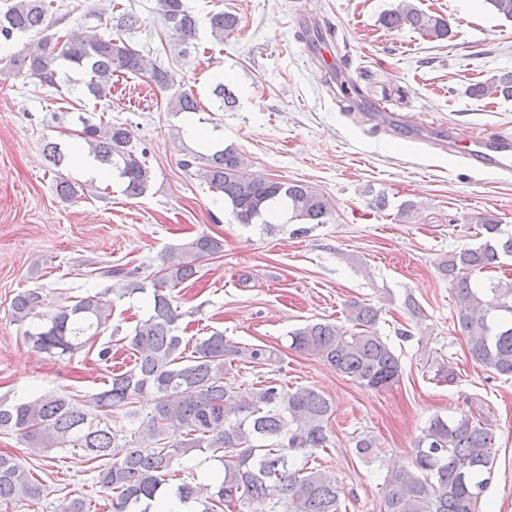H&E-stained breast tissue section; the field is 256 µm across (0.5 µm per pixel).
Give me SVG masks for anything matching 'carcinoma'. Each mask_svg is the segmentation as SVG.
Masks as SVG:
<instances>
[{
  "instance_id": "obj_1",
  "label": "carcinoma",
  "mask_w": 512,
  "mask_h": 512,
  "mask_svg": "<svg viewBox=\"0 0 512 512\" xmlns=\"http://www.w3.org/2000/svg\"><path fill=\"white\" fill-rule=\"evenodd\" d=\"M54 0H16L0 13V38L37 32L39 41L10 58L17 75L32 76L50 88H60L64 67L82 70L87 93L100 100L112 93L115 74H146L151 84L166 91L174 85L172 73L151 61L123 34L136 29L139 18L117 0L98 10L109 18L116 36L96 28L77 37L49 33ZM155 11L171 33L174 48L186 55L196 35L197 19L183 0H156ZM389 29L408 26L427 37L447 39L451 25L441 16L401 0L386 12ZM238 25L235 14L219 11L209 17L211 35ZM512 98V72L490 84H477L472 95ZM173 112H196V98L185 91L167 102ZM82 146L102 166L116 173L131 198L143 196L152 181L151 170L135 157L133 135L122 123L78 116ZM208 187L224 195L239 224L268 223L275 205L288 207L290 220L300 224H327L335 213L332 202L315 187L253 176L241 153L224 148L204 157L197 170ZM485 241L439 262L442 273L457 291L456 322L466 336L474 360L485 370L512 377V285L472 284L474 274L497 268L512 258V234L490 216L477 215ZM224 244L209 234L172 247L160 257L153 277L148 318L121 338L134 364L111 372L97 394L100 414L90 415L75 396L50 391L33 399L8 404L0 401V431H12L29 454L41 459L66 448L82 451L83 462L93 464L95 485L112 495L114 512H150L141 506L151 500L165 512L166 501H195L203 512H241L249 499L266 503L267 512H340L336 481L318 460L330 445L328 421L332 403L313 387L286 388L276 379L235 386L226 376L239 363L262 364L273 351L242 344L215 330L196 340L192 351L178 334L188 315L180 310L173 290L197 274V263L223 251ZM107 282L102 290L54 308L37 289H24L11 304L13 321L27 326L24 335L32 348L63 360L85 350L98 361H112V341L100 338L112 328L116 302L144 293L146 281L139 269L115 268L107 263L94 269ZM346 327L332 322L308 323L289 333L290 348L314 355L348 380L376 390L399 381L401 364L374 326L378 311L365 303L348 307ZM152 394L144 411L140 398ZM118 414L136 427L125 431L111 426ZM217 461L222 470L209 483L182 480L169 486L175 467L197 453ZM495 461V436L484 417L462 413L454 418L436 415L422 428L413 448L412 466L391 474L381 512H479L478 504L490 483ZM45 485L17 458L0 453V502L38 501ZM83 496H65L56 512H89Z\"/></svg>"
}]
</instances>
